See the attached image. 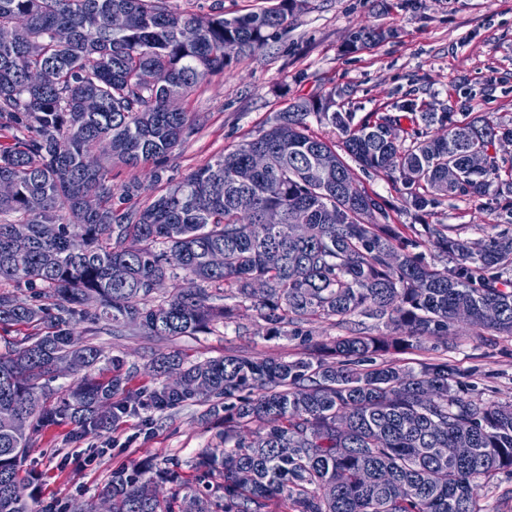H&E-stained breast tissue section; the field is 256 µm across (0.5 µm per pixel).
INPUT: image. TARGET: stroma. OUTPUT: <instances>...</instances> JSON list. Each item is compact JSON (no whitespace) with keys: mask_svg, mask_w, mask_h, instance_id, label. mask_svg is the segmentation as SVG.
Segmentation results:
<instances>
[{"mask_svg":"<svg viewBox=\"0 0 512 512\" xmlns=\"http://www.w3.org/2000/svg\"><path fill=\"white\" fill-rule=\"evenodd\" d=\"M267 0H167L177 13L199 17L214 10L232 18L265 6ZM384 31L385 39L353 45L360 27ZM337 91L336 106L363 119L370 113L399 117L400 127L420 128V111L452 110L455 119L478 114L512 122V0H306L303 10L273 31L264 48L233 55L224 73L210 77L181 102L193 113L195 129L161 166L117 168L114 183L137 184L133 196L114 197L120 209L150 203L182 182L215 155L268 127L277 112L300 97ZM415 100L416 111L403 109ZM357 182L379 195L392 224L413 243L425 263L441 268L447 256L422 234L426 224H452L463 239L512 236V194L496 188L479 197H437L425 211L406 206L402 185L383 175L355 171ZM76 335L99 345L129 373L127 389L150 387L148 370L160 353L180 352L191 360L227 354L257 359L309 357L318 342L346 335L331 321L311 324L307 336L276 338L249 308L234 323H215L210 332L179 338L145 335L138 327L112 329L107 322H80ZM390 360L417 367L448 359L459 372V391L483 402L512 399V336L478 335L466 323L447 337L426 338ZM206 406L186 402L159 414L142 408L109 430L74 439L70 424L48 426L27 461L38 476L36 498L49 503L93 506L120 466L181 462L182 479L193 483L191 461L202 448L224 445L223 423L205 419ZM483 512H512V473L478 479Z\"/></svg>","mask_w":512,"mask_h":512,"instance_id":"1","label":"stroma"}]
</instances>
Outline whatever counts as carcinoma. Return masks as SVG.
<instances>
[{"instance_id":"1","label":"carcinoma","mask_w":512,"mask_h":512,"mask_svg":"<svg viewBox=\"0 0 512 512\" xmlns=\"http://www.w3.org/2000/svg\"><path fill=\"white\" fill-rule=\"evenodd\" d=\"M302 0L233 19L174 13L166 0H0V119L13 130L0 146V282L39 288V302L0 293V325L37 332L0 353V512H39L19 473L50 423L71 422L80 435L116 425L133 404L164 413L189 400L224 421V447L192 461L195 484L184 486L176 462L112 473V512H265L277 497L289 512H481L477 479L512 472V403H481L455 390L446 361L406 370L377 357L446 336L456 313L493 335L512 334V236L471 241L448 224H426L433 247L452 256L438 269L402 242L381 199L361 188L347 163L399 176L405 202L425 210L434 196H475L501 179L495 156L471 170L466 153L512 140V123L420 113L425 128L400 137L399 119L354 122L334 109L335 94L300 98L267 129L222 152L148 205L112 207V167L165 159L196 124L183 100L224 72L234 49L266 44ZM337 131L340 143L308 133L309 119ZM276 157L257 168L252 154ZM461 181L448 182V169ZM357 198L347 200L337 180ZM249 195L243 213L237 199ZM276 209L281 223H265ZM74 221H62V213ZM224 252V265L210 253ZM121 265L126 276L112 278ZM197 282L155 304L157 280L179 273ZM255 280L265 291H252ZM238 300L217 306L211 291ZM249 305L274 336L317 319L343 324L355 315L395 331L353 330L314 359L255 360L224 355L189 361L161 353L150 364L157 385L124 395L115 370L91 373L103 349L72 335V321L105 320L142 327L148 336H194L238 316ZM494 308L489 319L485 310ZM89 374L52 387L66 367ZM172 372L183 383L166 382ZM108 404L112 414L99 409ZM441 448H469L452 461ZM170 494L157 497L160 486Z\"/></svg>"}]
</instances>
